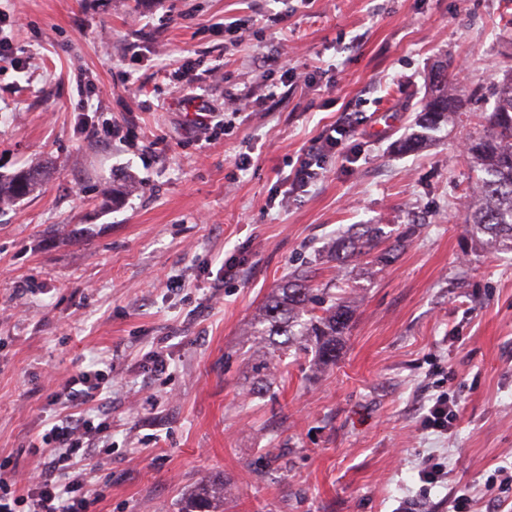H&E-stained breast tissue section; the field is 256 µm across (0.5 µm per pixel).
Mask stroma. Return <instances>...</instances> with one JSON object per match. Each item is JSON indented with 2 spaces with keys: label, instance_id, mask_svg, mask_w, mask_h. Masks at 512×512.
I'll use <instances>...</instances> for the list:
<instances>
[{
  "label": "stroma",
  "instance_id": "obj_1",
  "mask_svg": "<svg viewBox=\"0 0 512 512\" xmlns=\"http://www.w3.org/2000/svg\"><path fill=\"white\" fill-rule=\"evenodd\" d=\"M506 18L512 0H0V177L46 170L0 210V460L25 465L42 433L46 373L103 353L95 512H180L216 474L224 512H394L420 494L435 512L454 490L470 512H512L485 487L512 467V252L469 233L464 203L474 115L512 72ZM447 61L468 113L399 150ZM243 94L262 111L199 129ZM348 112L354 137L292 193L298 158ZM365 224L378 247L338 265ZM307 262L313 287L355 299L350 328L332 366L310 351L266 368L253 323ZM443 391L459 412L445 435L423 426ZM428 456L446 474L426 487Z\"/></svg>",
  "mask_w": 512,
  "mask_h": 512
}]
</instances>
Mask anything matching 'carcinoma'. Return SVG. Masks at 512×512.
I'll return each mask as SVG.
<instances>
[{
  "label": "carcinoma",
  "mask_w": 512,
  "mask_h": 512,
  "mask_svg": "<svg viewBox=\"0 0 512 512\" xmlns=\"http://www.w3.org/2000/svg\"><path fill=\"white\" fill-rule=\"evenodd\" d=\"M431 96L421 108L418 126L422 132L401 142L408 151L420 149L428 140L426 132L451 123L463 112V103L448 89V66L434 75ZM467 155L476 164L475 188L468 201L470 229L482 237L485 245L512 249V75L494 83V105L484 113L481 130L466 141ZM41 182L37 169L23 171L8 182L0 180V208L33 192ZM378 245L371 228L363 230L352 242L345 261L366 254ZM307 268L294 271L291 279L275 290L254 324L258 343L268 344L277 359L295 356L310 349L323 366L336 363L337 346L353 315L351 302L342 300L321 308V314L309 312L313 302L311 289L304 282ZM180 512H224V475L211 476L185 498Z\"/></svg>",
  "instance_id": "cac0c4a2"
}]
</instances>
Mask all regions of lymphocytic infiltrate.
I'll return each mask as SVG.
<instances>
[{"label":"lymphocytic infiltrate","instance_id":"obj_1","mask_svg":"<svg viewBox=\"0 0 512 512\" xmlns=\"http://www.w3.org/2000/svg\"><path fill=\"white\" fill-rule=\"evenodd\" d=\"M358 124L347 117L322 133L289 174L292 189L308 186L319 160L350 140ZM48 402L66 414L30 442L27 469L0 461V512H92L99 499L90 464L112 455L111 373L77 370L53 388Z\"/></svg>","mask_w":512,"mask_h":512}]
</instances>
